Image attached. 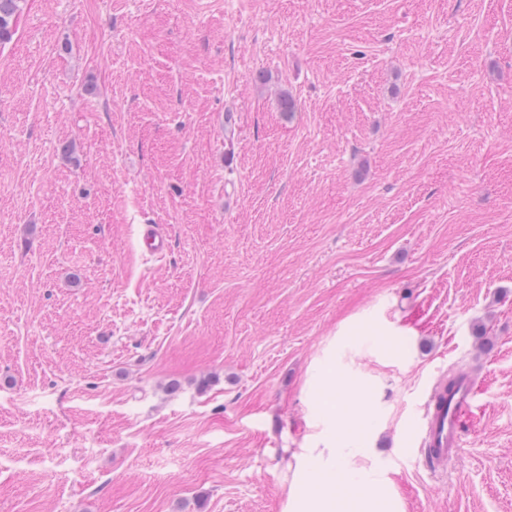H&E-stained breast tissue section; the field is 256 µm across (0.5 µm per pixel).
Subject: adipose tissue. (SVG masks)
<instances>
[{
    "instance_id": "adipose-tissue-1",
    "label": "adipose tissue",
    "mask_w": 512,
    "mask_h": 512,
    "mask_svg": "<svg viewBox=\"0 0 512 512\" xmlns=\"http://www.w3.org/2000/svg\"><path fill=\"white\" fill-rule=\"evenodd\" d=\"M302 394L305 429L286 451L280 512H404L372 446L386 421L378 383L331 347L311 362Z\"/></svg>"
}]
</instances>
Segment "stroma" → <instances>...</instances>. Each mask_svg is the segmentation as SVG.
Instances as JSON below:
<instances>
[{
  "instance_id": "35a3bbf8",
  "label": "stroma",
  "mask_w": 512,
  "mask_h": 512,
  "mask_svg": "<svg viewBox=\"0 0 512 512\" xmlns=\"http://www.w3.org/2000/svg\"><path fill=\"white\" fill-rule=\"evenodd\" d=\"M364 311L394 352L346 355L405 512H512V0H25L0 512H279L308 367ZM461 370L433 472L419 428ZM139 239V248L150 256L162 257L169 249L170 240L158 224H146ZM461 375L463 390L453 399L449 411L448 393L456 387L458 376L448 378V391L445 377L438 381L429 399L420 445L424 462L434 471L444 468L462 446V418L475 384L467 373Z\"/></svg>"
}]
</instances>
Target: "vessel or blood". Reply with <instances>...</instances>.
I'll return each instance as SVG.
<instances>
[{
    "instance_id": "obj_1",
    "label": "vessel or blood",
    "mask_w": 512,
    "mask_h": 512,
    "mask_svg": "<svg viewBox=\"0 0 512 512\" xmlns=\"http://www.w3.org/2000/svg\"><path fill=\"white\" fill-rule=\"evenodd\" d=\"M169 246L170 240L159 225H145L139 239L142 252L160 257L166 254ZM462 386L460 394L452 398L445 381L441 380L431 393L421 436L424 461L430 469L444 468L462 445L461 423L475 384L467 377Z\"/></svg>"
}]
</instances>
